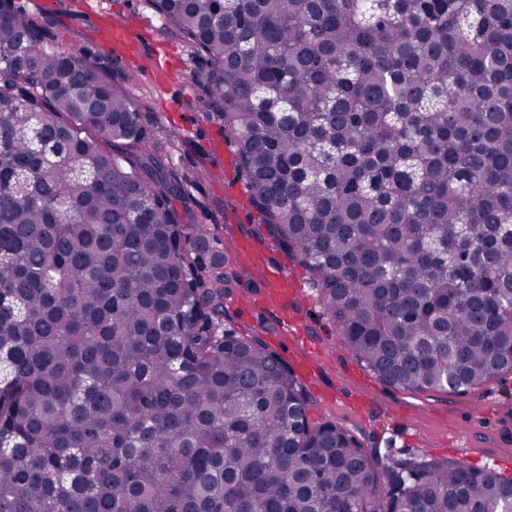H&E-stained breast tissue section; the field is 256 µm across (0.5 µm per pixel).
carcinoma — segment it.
I'll return each mask as SVG.
<instances>
[{
  "label": "carcinoma",
  "mask_w": 512,
  "mask_h": 512,
  "mask_svg": "<svg viewBox=\"0 0 512 512\" xmlns=\"http://www.w3.org/2000/svg\"><path fill=\"white\" fill-rule=\"evenodd\" d=\"M152 2L344 347L405 391L512 373V0ZM167 146L0 0V512H512L311 416Z\"/></svg>",
  "instance_id": "obj_1"
}]
</instances>
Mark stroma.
<instances>
[{
  "instance_id": "stroma-1",
  "label": "stroma",
  "mask_w": 512,
  "mask_h": 512,
  "mask_svg": "<svg viewBox=\"0 0 512 512\" xmlns=\"http://www.w3.org/2000/svg\"><path fill=\"white\" fill-rule=\"evenodd\" d=\"M14 2L38 19L54 47L118 64L124 89L141 106L143 125L155 136L174 139L168 160L186 175L184 190L198 202L195 222L224 240H253L258 214L236 178L234 148L223 126L196 106V76L205 61L170 33L150 0ZM107 19L130 27L122 56L96 38L98 22ZM270 252L272 264L304 291L297 311L311 345L289 351L278 338L277 313L258 308L257 291L234 294L224 306L240 335L259 338L284 361L297 357L315 366L316 378L306 385L314 415L335 421L384 454L456 460L512 477V374L460 396L385 385L320 315L310 275L278 247ZM456 427L464 428V437L453 435Z\"/></svg>"
}]
</instances>
